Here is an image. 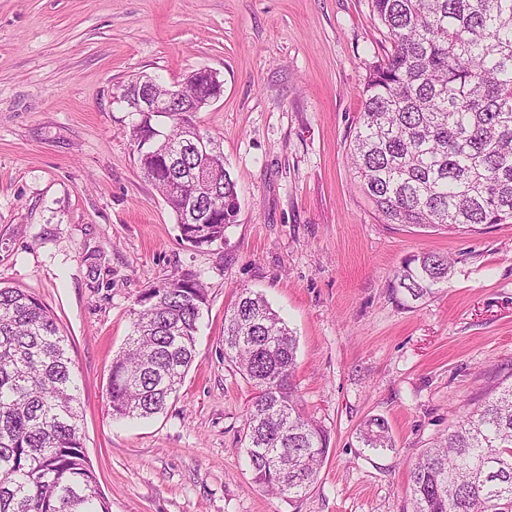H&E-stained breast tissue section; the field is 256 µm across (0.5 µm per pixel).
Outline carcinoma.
I'll return each mask as SVG.
<instances>
[{
	"label": "carcinoma",
	"mask_w": 512,
	"mask_h": 512,
	"mask_svg": "<svg viewBox=\"0 0 512 512\" xmlns=\"http://www.w3.org/2000/svg\"><path fill=\"white\" fill-rule=\"evenodd\" d=\"M391 49L366 75L352 148L360 188L389 224L468 232L512 223V0H371ZM215 85L197 72L185 98ZM184 119L151 144L161 160ZM185 150L149 179L194 247L224 240L239 207L226 169L202 187ZM224 202V209L215 205ZM209 213L187 224L188 205ZM447 256L404 262L393 288L413 301L448 280ZM133 331L112 360L116 420L148 419L176 396L196 356L207 291L185 273L144 289ZM297 339L260 293L242 289L224 316V355L257 390L246 453L262 492L295 499L315 483L329 448L293 382ZM366 448H391L388 422L367 420ZM410 512H512V383L465 409L413 464ZM0 512H111L83 443L80 387L68 337L35 294L0 288Z\"/></svg>",
	"instance_id": "1"
}]
</instances>
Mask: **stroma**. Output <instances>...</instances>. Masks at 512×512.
Here are the masks:
<instances>
[{"mask_svg": "<svg viewBox=\"0 0 512 512\" xmlns=\"http://www.w3.org/2000/svg\"><path fill=\"white\" fill-rule=\"evenodd\" d=\"M387 46L371 0H0V287L35 293L70 339L112 512H409L421 450L512 375V224L387 223L351 167L364 79ZM201 68L224 93L194 120L220 141L240 211L198 248L144 178L121 94L140 74ZM422 252L447 255L451 274L409 303L394 275ZM185 272L208 291L195 362L163 413L113 420L136 298ZM244 288L297 336L299 395L330 436L292 501L259 492L246 463L256 390L224 356ZM376 416L393 447L359 441Z\"/></svg>", "mask_w": 512, "mask_h": 512, "instance_id": "obj_1", "label": "stroma"}]
</instances>
